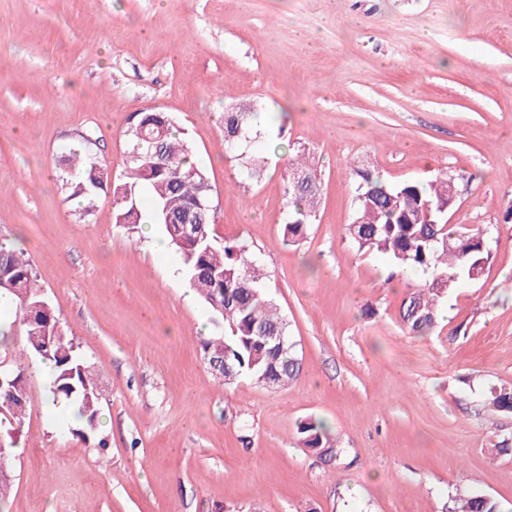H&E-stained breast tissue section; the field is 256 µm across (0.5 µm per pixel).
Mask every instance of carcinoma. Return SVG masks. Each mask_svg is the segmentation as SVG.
Returning a JSON list of instances; mask_svg holds the SVG:
<instances>
[{
	"instance_id": "carcinoma-1",
	"label": "carcinoma",
	"mask_w": 512,
	"mask_h": 512,
	"mask_svg": "<svg viewBox=\"0 0 512 512\" xmlns=\"http://www.w3.org/2000/svg\"><path fill=\"white\" fill-rule=\"evenodd\" d=\"M258 118L249 108L224 113V134L240 130L237 137L224 141L229 154L236 155L258 138ZM130 120L127 154L131 173L127 180L113 181L108 166L97 160L84 139L63 156V186L69 197L85 202L83 213L89 215L97 195L112 192L114 224L129 233L138 232L142 209L149 207L152 223L162 226L181 255V272L189 288L210 308L212 330L203 341V353L210 359L227 358L232 370L224 371V383L247 376L268 387L288 384L300 371L295 344L285 315L265 292L266 272L251 257L247 242L223 244L214 238L212 210L204 213L194 241H183L176 225L163 223L165 212L176 215L199 202H211L212 189L204 169L194 161L193 146L166 112H135ZM161 157L181 160V171L159 164ZM295 171L306 174L307 185L293 182ZM352 176L357 183V210L354 222L347 225L349 241L360 253L386 256L398 270L429 276L427 287L407 294L402 302L405 327L421 334L433 327L439 298L464 280L478 279L490 262L491 250L483 230L448 223V176L444 174L428 184L388 183L368 168H355ZM285 180L291 214L284 224L283 244L290 246L304 238L315 219L320 174L298 156ZM0 290L17 299L25 336L23 349L14 355L16 367L0 370V407L9 415L6 423L0 424L5 446H15L24 425L28 396L25 360L30 357L52 365L49 400L54 406L76 410L72 434L83 442L97 439L102 393L96 375L79 357L71 339L57 338L59 318L40 293L24 251L3 242ZM487 403L499 411H512V386L491 390ZM298 434L307 448H328L341 454L319 421H301ZM456 502L451 512H505L500 501L487 495H460Z\"/></svg>"
}]
</instances>
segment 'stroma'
I'll return each instance as SVG.
<instances>
[{
  "label": "stroma",
  "instance_id": "1",
  "mask_svg": "<svg viewBox=\"0 0 512 512\" xmlns=\"http://www.w3.org/2000/svg\"><path fill=\"white\" fill-rule=\"evenodd\" d=\"M251 105L291 148L255 176L224 148ZM168 112L213 188L221 241L267 272L301 363L283 389L224 384L200 342L210 313L159 227L128 234L111 195L80 216L52 172L92 150L124 177L133 112ZM321 174L316 217L282 242L295 150ZM456 177L448 220L491 229L479 279L405 329L419 272L357 252L350 175ZM512 0H0V240L22 248L104 395L107 448L73 437L29 362L28 412L0 512H449L458 493L512 503ZM323 422L343 448L303 446ZM297 430L306 448H328L336 457L341 454V448L331 444L329 435L322 422L306 419L300 422Z\"/></svg>",
  "mask_w": 512,
  "mask_h": 512
}]
</instances>
